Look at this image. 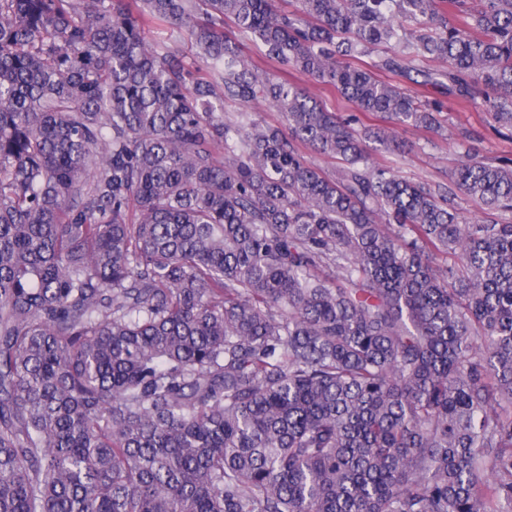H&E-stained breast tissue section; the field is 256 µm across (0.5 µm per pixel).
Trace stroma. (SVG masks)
Instances as JSON below:
<instances>
[{
    "label": "stroma",
    "instance_id": "35a3bbf8",
    "mask_svg": "<svg viewBox=\"0 0 512 512\" xmlns=\"http://www.w3.org/2000/svg\"><path fill=\"white\" fill-rule=\"evenodd\" d=\"M403 67L395 83L419 99L439 103L441 128L435 132L412 126L400 128L397 138L403 151L378 149L372 151V161L392 167L399 176L413 182L445 185L467 155L491 161L512 159V131L497 127L485 108L463 107L445 87L416 81L417 72L427 67L424 61L409 58Z\"/></svg>",
    "mask_w": 512,
    "mask_h": 512
}]
</instances>
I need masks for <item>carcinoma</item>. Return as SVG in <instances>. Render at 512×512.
<instances>
[{"label": "carcinoma", "instance_id": "cac0c4a2", "mask_svg": "<svg viewBox=\"0 0 512 512\" xmlns=\"http://www.w3.org/2000/svg\"><path fill=\"white\" fill-rule=\"evenodd\" d=\"M409 57L512 128V0H0V512H512V161L369 163ZM224 35L236 38L241 44L243 54L257 63L262 69L272 74L285 76L295 81L300 87L306 89V91H308L327 111L339 113L343 117H347L352 113L349 112V105L341 99L340 95L332 87L295 73H288L287 75L280 65L265 62L261 56L260 43L241 36L230 21H226L224 25Z\"/></svg>", "mask_w": 512, "mask_h": 512}]
</instances>
